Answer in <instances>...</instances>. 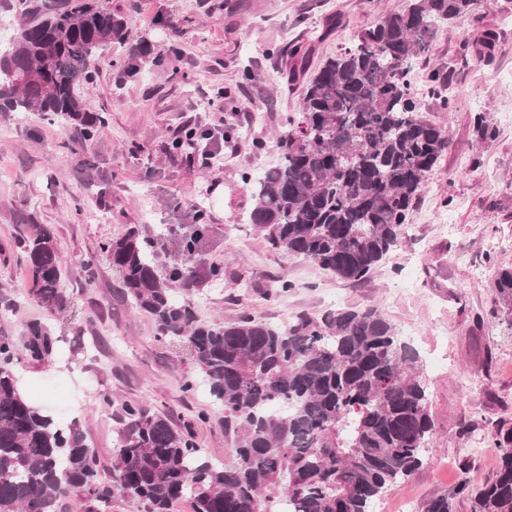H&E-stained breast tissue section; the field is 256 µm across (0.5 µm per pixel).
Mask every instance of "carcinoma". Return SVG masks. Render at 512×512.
I'll return each mask as SVG.
<instances>
[{"label": "carcinoma", "instance_id": "cac0c4a2", "mask_svg": "<svg viewBox=\"0 0 512 512\" xmlns=\"http://www.w3.org/2000/svg\"><path fill=\"white\" fill-rule=\"evenodd\" d=\"M19 23L0 50V115L61 120L89 140L106 122L78 94L95 58L126 48L119 77H134L151 44L135 36L130 12L110 0H0ZM475 0H406L327 58L304 82L297 120L277 139L276 164L243 175L247 221L271 248L309 259L339 279L365 281L403 239L430 173L448 150L441 127L416 102L408 78L440 28L474 11ZM496 34L478 28L465 41L488 54ZM308 67L307 51L288 54L287 81ZM482 144L496 127L480 114ZM176 238L182 260L159 277L153 241L130 227L101 247L132 307L158 338L181 344L220 405L227 458L212 461L192 424L136 401L114 404L119 427L108 459L81 426L59 422L22 393L15 367L48 365L57 355L52 326L30 320L21 336H0V512H57L81 494L87 512L118 496L148 512H371L372 505L422 463L432 434L419 353L373 308L300 312L282 326L244 315L199 317L193 293L221 285V265L196 261L210 225L204 214ZM32 276L29 295L50 315L72 300L53 226L16 243ZM496 316L512 327V267L494 284ZM495 479L463 483L473 512H512V427L499 426Z\"/></svg>", "mask_w": 512, "mask_h": 512}]
</instances>
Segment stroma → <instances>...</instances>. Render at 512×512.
<instances>
[{
	"instance_id": "35a3bbf8",
	"label": "stroma",
	"mask_w": 512,
	"mask_h": 512,
	"mask_svg": "<svg viewBox=\"0 0 512 512\" xmlns=\"http://www.w3.org/2000/svg\"><path fill=\"white\" fill-rule=\"evenodd\" d=\"M134 6L133 28L153 45L154 62L117 82L125 47L112 45L80 94L108 122L91 140L70 126L37 116L0 117V336H19L34 318L61 336L52 367L18 366L27 394L54 378L63 383L40 405L59 420L78 421L100 455H108L118 423L102 409L101 393L143 402L174 424L213 411L208 389L184 392L196 371L178 344L158 339L152 321L122 295L118 275L100 248L129 225L154 242L159 272L178 262L174 241L204 215L211 230L197 257L220 264L240 284H205L194 293L201 318L241 315L273 323L299 312L338 307L378 309L419 353L433 423L420 467L391 486L373 512H424L428 500L451 497L453 512H472L461 483L481 485L496 475L498 423L512 426V327L492 314L498 268L512 266V0H482L475 15L437 34L410 73L414 90L435 68L449 65L452 107L441 112L424 99L448 138V151L428 178L410 229L399 247L361 283L346 282L314 262L272 250L246 221L250 191L243 173L258 174L277 159L276 141L296 118L301 85L282 86L291 46L309 51L310 66L351 45L354 36L405 0H112ZM337 17L328 28L329 17ZM177 21L172 35L162 21ZM495 28L491 57L463 56L478 25ZM224 87L233 105L214 95ZM485 114L498 135L477 142L473 122ZM186 126H233L235 150L222 165L200 167L170 150ZM52 225L66 259L67 316L49 317L27 292V266L11 251L37 225ZM95 262L87 280L83 265ZM293 281L275 298L261 289Z\"/></svg>"
}]
</instances>
